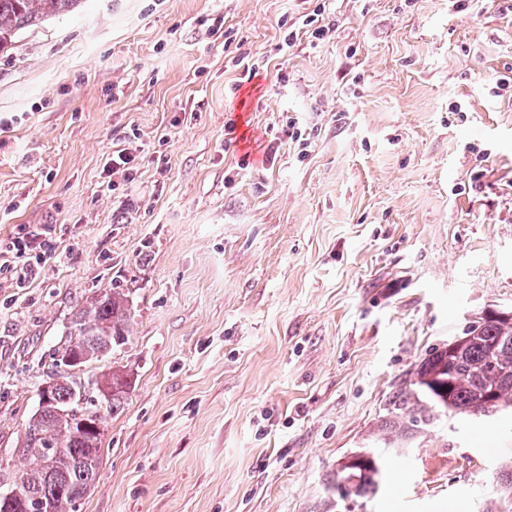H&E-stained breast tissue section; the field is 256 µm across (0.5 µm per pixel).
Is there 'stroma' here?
<instances>
[{
  "label": "stroma",
  "instance_id": "35a3bbf8",
  "mask_svg": "<svg viewBox=\"0 0 512 512\" xmlns=\"http://www.w3.org/2000/svg\"><path fill=\"white\" fill-rule=\"evenodd\" d=\"M318 2L82 0L0 53V241L57 253L0 271V458L75 308L132 306L82 372L132 385L78 512H512V413L391 427L422 360L512 313V0H332L323 41ZM366 448L386 478L341 501ZM26 227H20L19 231L11 237L8 243V249L2 251V240L0 249V270L1 268H10L15 270L18 279L25 280L35 277L39 268L44 264L47 258H51V252L45 249V239L51 234L52 227L44 224L42 232L28 231L24 232ZM11 253V256H7ZM5 254V255H2ZM2 257L4 258L2 263ZM13 263V266L10 264Z\"/></svg>",
  "mask_w": 512,
  "mask_h": 512
}]
</instances>
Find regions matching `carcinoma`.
<instances>
[{"mask_svg": "<svg viewBox=\"0 0 512 512\" xmlns=\"http://www.w3.org/2000/svg\"><path fill=\"white\" fill-rule=\"evenodd\" d=\"M79 0H0V52L12 49L18 33L67 14ZM129 296L112 289L73 312L60 356L78 365L98 361L124 343L129 332ZM53 403L35 412L15 447L23 467H0V493L18 491L24 503L36 501L37 512H75L94 486L102 459L103 437L81 427L98 416L99 407L81 404L85 385L80 374L59 375ZM417 390L391 402L397 419L410 426L431 422L443 414L491 417L512 408V321L498 313L473 321L463 332L425 359L417 368ZM128 374L115 369L93 379L94 391L112 390L104 409L107 419L126 400ZM384 456L357 461L336 477L343 498H358L378 490L386 476Z\"/></svg>", "mask_w": 512, "mask_h": 512, "instance_id": "cac0c4a2", "label": "carcinoma"}]
</instances>
